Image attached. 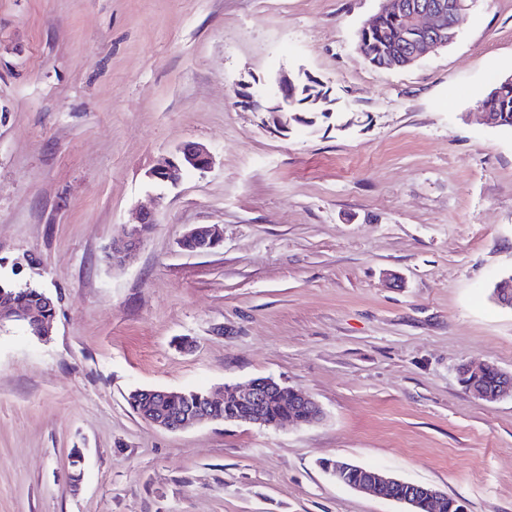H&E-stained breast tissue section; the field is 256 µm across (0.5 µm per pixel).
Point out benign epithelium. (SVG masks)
Wrapping results in <instances>:
<instances>
[{
  "label": "benign epithelium",
  "mask_w": 512,
  "mask_h": 512,
  "mask_svg": "<svg viewBox=\"0 0 512 512\" xmlns=\"http://www.w3.org/2000/svg\"><path fill=\"white\" fill-rule=\"evenodd\" d=\"M470 6L461 0H382V5L372 20L363 30H376L388 19L404 21L401 39L408 49L406 59L411 63L419 62L427 55L448 45L456 38L462 16ZM448 17V26L441 24L442 17ZM295 85V80L283 75L276 82V90L262 94L246 91L237 92L241 106L255 111L284 113L288 111V88ZM212 163L210 151L202 144L187 143L164 162L149 172V178L163 183L175 184L186 170H204ZM141 228L132 226L126 230L122 245L112 251V261L122 262L140 243ZM497 301L512 308V280H500L494 289ZM8 318L23 324L28 331L42 340L52 335L53 324L39 315L16 311L9 305H0V321ZM497 381L491 386H472L468 391L484 400H499L512 397V373L496 370ZM287 396L294 408L303 411L314 423L322 418L320 404L306 392L283 385L272 378L256 379L244 387L226 388L222 400L226 404H243L248 406L246 416L236 413L224 416L229 422H245L259 427H279L293 422L291 418L271 421L267 418V405L281 397ZM211 406H202L180 410L173 415H162L151 420V424L168 430L182 431L205 420L212 419ZM354 471L358 478L350 483L357 491L368 492L378 498L397 501L411 506V512H444L448 496L437 489L422 484H415L388 476L380 471L349 464L343 460H331L327 463V472L336 482H344L345 475Z\"/></svg>",
  "instance_id": "7a95c632"
}]
</instances>
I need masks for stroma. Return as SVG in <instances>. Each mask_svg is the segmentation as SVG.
<instances>
[{"label":"stroma","instance_id":"35a3bbf8","mask_svg":"<svg viewBox=\"0 0 512 512\" xmlns=\"http://www.w3.org/2000/svg\"><path fill=\"white\" fill-rule=\"evenodd\" d=\"M379 0H0V277L52 297L49 340L0 324V512H404L326 474L342 458L466 512H512V128L479 100L512 75V0L456 41L373 67ZM311 74L331 116L279 126L243 83ZM189 142L212 165L149 178ZM154 204L135 257L105 250ZM216 224L211 252L181 247ZM269 377L315 424L171 432L136 389ZM84 455L79 492L69 454ZM471 372L480 373L482 369L494 368L497 381L492 387L471 386L467 390L478 398L484 400H499L506 397H512V373H506L493 365L483 363L479 365H467Z\"/></svg>","mask_w":512,"mask_h":512}]
</instances>
